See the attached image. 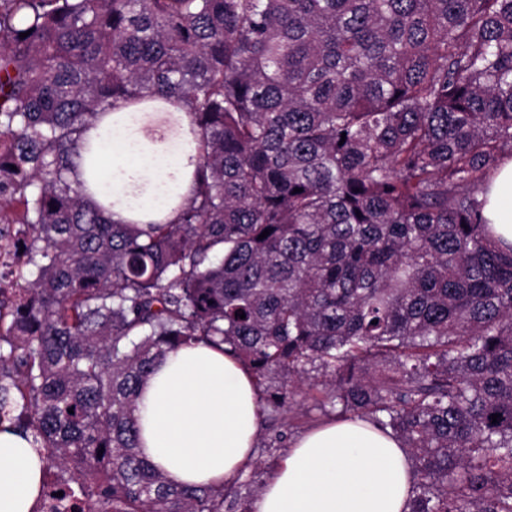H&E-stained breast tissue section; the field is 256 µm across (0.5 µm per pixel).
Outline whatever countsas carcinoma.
I'll list each match as a JSON object with an SVG mask.
<instances>
[{"label": "carcinoma", "mask_w": 512, "mask_h": 512, "mask_svg": "<svg viewBox=\"0 0 512 512\" xmlns=\"http://www.w3.org/2000/svg\"><path fill=\"white\" fill-rule=\"evenodd\" d=\"M121 106L191 116L173 223L113 224L76 178ZM507 158L512 0H0V224L36 274L0 301V428L81 512H247L139 451L141 387L205 342L263 416L306 385L398 437L410 512H512ZM484 216L494 226L496 234L512 244V160L506 162L496 175L487 194Z\"/></svg>", "instance_id": "obj_1"}]
</instances>
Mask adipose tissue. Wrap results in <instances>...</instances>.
Masks as SVG:
<instances>
[{
  "mask_svg": "<svg viewBox=\"0 0 512 512\" xmlns=\"http://www.w3.org/2000/svg\"><path fill=\"white\" fill-rule=\"evenodd\" d=\"M80 169L115 224L176 220L194 193L197 143L163 112H109L87 134ZM484 216L512 244V160L496 175ZM140 451L168 482L235 479L254 456L259 410L247 368L204 343L167 355L139 399ZM41 463L22 434L0 430V512H31ZM413 461L371 424L338 421L298 437L264 483L253 512H409Z\"/></svg>",
  "mask_w": 512,
  "mask_h": 512,
  "instance_id": "obj_1",
  "label": "adipose tissue"
}]
</instances>
